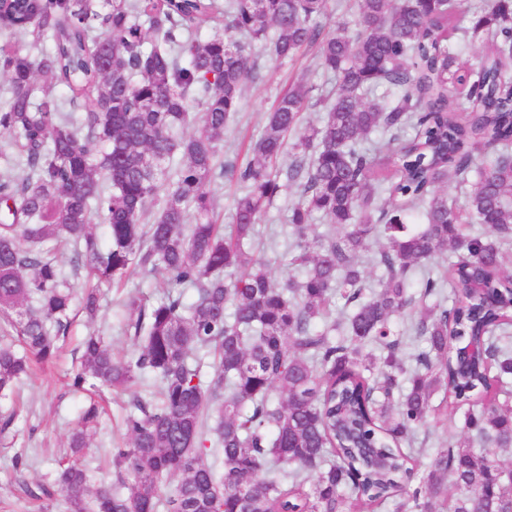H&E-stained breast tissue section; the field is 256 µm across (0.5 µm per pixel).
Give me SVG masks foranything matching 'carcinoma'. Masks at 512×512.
<instances>
[{
	"label": "carcinoma",
	"mask_w": 512,
	"mask_h": 512,
	"mask_svg": "<svg viewBox=\"0 0 512 512\" xmlns=\"http://www.w3.org/2000/svg\"><path fill=\"white\" fill-rule=\"evenodd\" d=\"M355 2V33L325 34L330 0H0V27L23 37L0 44V158L19 169L0 179V399L55 360L78 316L97 317L101 288L134 273L165 284L124 303L132 349L92 331L69 378L77 394L157 382L123 417L116 481L93 488L82 464L92 398L55 484L30 496L68 512H512L490 452L512 448V0ZM218 14L224 30L199 36ZM486 39L493 54L459 61V42ZM255 43L280 60L317 48L336 88L304 128L312 89L291 85L251 157L226 168L224 134L262 79ZM380 86L397 96L372 98ZM224 176L242 189L228 226L210 190ZM450 179L463 202L441 190ZM292 187L299 275L277 279L253 245ZM378 235L373 288L362 253ZM65 252L86 273L79 293ZM395 316L424 342L411 371ZM477 342L487 361L461 365L459 344ZM439 393L435 423L465 405L468 437L412 486Z\"/></svg>",
	"instance_id": "carcinoma-1"
}]
</instances>
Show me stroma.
Segmentation results:
<instances>
[{"label": "stroma", "mask_w": 512, "mask_h": 512, "mask_svg": "<svg viewBox=\"0 0 512 512\" xmlns=\"http://www.w3.org/2000/svg\"><path fill=\"white\" fill-rule=\"evenodd\" d=\"M251 57L262 68L261 81L247 84L241 107L224 136L223 161L239 165L246 161L249 141L257 139L264 127V115L277 97L296 78L321 89L327 85L326 75L315 63L313 54L294 61H279L254 44ZM295 192L282 195L268 208L260 225L256 253L279 267L287 250L288 226L286 206L294 201ZM162 289L156 278L132 275L123 288L106 291L102 312L95 326L111 343L114 352L131 349L132 341L124 332L123 302L131 296H160ZM87 332L77 324L61 356L37 377L24 380L18 394L0 400V411H15L10 427L0 433V512H40L41 503L29 496L27 489L36 484H51L60 456L82 405L81 398L71 394L66 375L75 363L74 351ZM130 396L119 393L109 396L99 433L84 458L92 481H99L108 463V451L123 443L122 418L129 407ZM23 457L24 469L15 466L16 457Z\"/></svg>", "instance_id": "obj_1"}]
</instances>
